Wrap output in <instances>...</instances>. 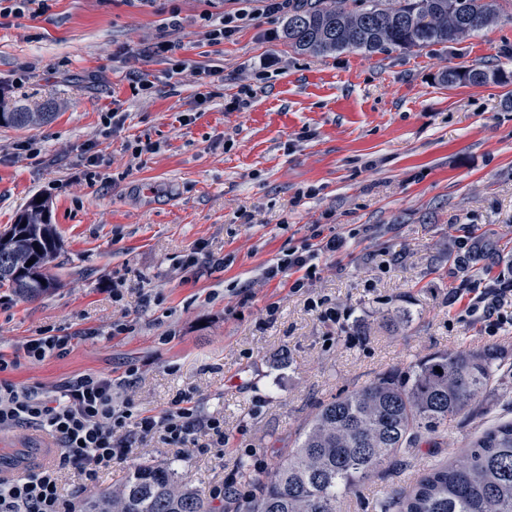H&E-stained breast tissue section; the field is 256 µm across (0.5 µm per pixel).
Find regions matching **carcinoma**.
I'll return each mask as SVG.
<instances>
[{
    "instance_id": "obj_1",
    "label": "carcinoma",
    "mask_w": 512,
    "mask_h": 512,
    "mask_svg": "<svg viewBox=\"0 0 512 512\" xmlns=\"http://www.w3.org/2000/svg\"><path fill=\"white\" fill-rule=\"evenodd\" d=\"M293 0L282 28L296 53L369 54L392 48L423 49L471 36L500 15V0ZM479 68H450V85L482 84ZM55 103L40 111L16 106L0 112V124L29 127L47 122ZM60 249L46 202L31 201L0 234V288L34 299L54 288L47 274ZM498 243L477 239L452 263L462 278L473 264L492 262ZM32 265H27L28 261ZM490 348L436 353L395 366L322 404L295 446L262 476L241 465L254 493L233 512H336L338 500L402 448H412L448 429L494 377ZM442 372H437V369ZM85 512H215L207 495L181 480L170 466L138 465L118 488L85 497ZM384 512H512V421L469 442L458 460L422 473L410 490L388 497Z\"/></svg>"
}]
</instances>
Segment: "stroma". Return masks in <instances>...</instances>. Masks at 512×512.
<instances>
[{
	"instance_id": "1",
	"label": "stroma",
	"mask_w": 512,
	"mask_h": 512,
	"mask_svg": "<svg viewBox=\"0 0 512 512\" xmlns=\"http://www.w3.org/2000/svg\"><path fill=\"white\" fill-rule=\"evenodd\" d=\"M237 10L247 18L235 35L207 44L201 14ZM285 20L260 0H47L38 16L0 17V105L56 103L47 123L0 126V234L41 197L61 239L54 288L34 300L0 289V351L49 330L73 337L70 353L8 380L50 390L105 373L116 401L146 414L192 396L223 417V452L147 438L99 483L150 463L212 494L240 464L266 471L320 403L435 353L493 348L494 380L468 412L339 505L381 512L390 493L512 420V326L486 330L448 261L466 225L503 250L470 287L512 279V16L445 46L329 57L289 50ZM163 38L216 76L168 75L144 52ZM472 65L504 79L443 82L447 67ZM139 71L151 90L136 88ZM316 233L342 245L319 255L302 291L265 280ZM200 242L199 264L183 268ZM319 299L350 310L343 327L311 310ZM120 319L129 330L116 336Z\"/></svg>"
}]
</instances>
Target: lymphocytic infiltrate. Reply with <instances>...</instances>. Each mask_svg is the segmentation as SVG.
I'll list each match as a JSON object with an SVG mask.
<instances>
[{
    "instance_id": "f902f5d3",
    "label": "lymphocytic infiltrate",
    "mask_w": 512,
    "mask_h": 512,
    "mask_svg": "<svg viewBox=\"0 0 512 512\" xmlns=\"http://www.w3.org/2000/svg\"><path fill=\"white\" fill-rule=\"evenodd\" d=\"M339 242L331 238L307 243L267 266L265 279L292 273V290L304 288L312 279L318 252L335 251ZM69 336L39 332L20 351L0 352V430L31 427L48 434L59 452L55 463L32 469L10 483H0V512H77L81 492L96 486L115 462L127 459L134 436H156L173 448L194 442L205 431L207 448L224 445V420L201 415L190 395L178 394L160 414L139 412L133 399L115 402L111 375L84 373L61 381L55 389L19 386L6 380L8 372L22 362L37 364L49 357H65L72 346ZM71 470L80 482L64 491L60 474Z\"/></svg>"
}]
</instances>
